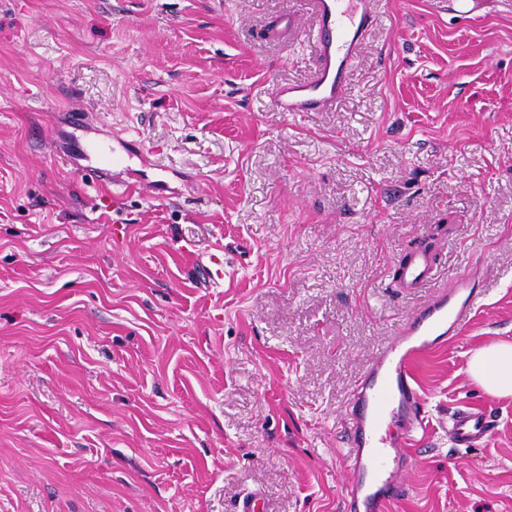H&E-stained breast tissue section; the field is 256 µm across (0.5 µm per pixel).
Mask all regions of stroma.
<instances>
[{
	"mask_svg": "<svg viewBox=\"0 0 512 512\" xmlns=\"http://www.w3.org/2000/svg\"><path fill=\"white\" fill-rule=\"evenodd\" d=\"M305 2L0 0V512H343L341 412L424 298L386 275L423 240L485 292L415 366L389 512H512V396L468 374L512 342V4L389 0L336 109L289 114L272 89L317 57L264 31ZM128 133L156 162L116 199L80 150ZM186 238L226 248L220 294ZM466 403L485 446L448 436ZM495 420L483 407L461 406L448 419V435L456 446L465 448L486 444L492 437Z\"/></svg>",
	"mask_w": 512,
	"mask_h": 512,
	"instance_id": "1",
	"label": "stroma"
}]
</instances>
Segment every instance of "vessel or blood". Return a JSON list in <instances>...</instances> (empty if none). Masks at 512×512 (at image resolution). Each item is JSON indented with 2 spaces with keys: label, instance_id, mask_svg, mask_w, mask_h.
Returning <instances> with one entry per match:
<instances>
[{
  "label": "vessel or blood",
  "instance_id": "vessel-or-blood-1",
  "mask_svg": "<svg viewBox=\"0 0 512 512\" xmlns=\"http://www.w3.org/2000/svg\"><path fill=\"white\" fill-rule=\"evenodd\" d=\"M380 0H310L314 24L312 44L318 66L309 80L276 85L274 105L280 112H326L348 89L351 70L377 23ZM83 180L99 187L115 179L111 163L97 162L82 171ZM202 267L210 287L224 282V251L206 253ZM431 254L416 252L402 265L398 282L414 292L426 289L422 303L404 317L393 337L373 356L344 408V442L352 473L343 487L344 512H388L409 493L405 474L409 447L426 430L425 403L414 372L418 360L430 356L441 342L457 336L472 318L483 291L480 269L472 268L448 285H434ZM495 421L482 407L463 406L448 420V435L458 446L486 444Z\"/></svg>",
  "mask_w": 512,
  "mask_h": 512
}]
</instances>
